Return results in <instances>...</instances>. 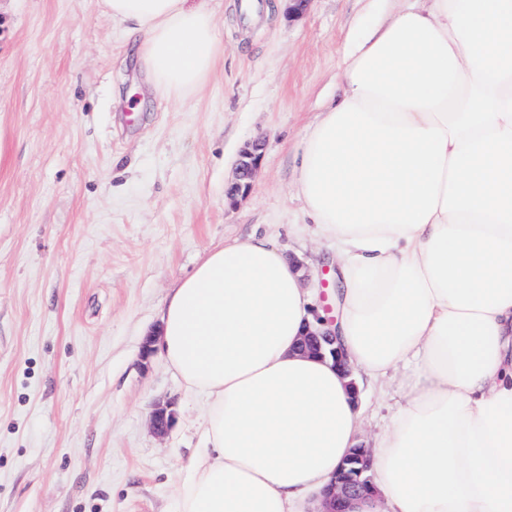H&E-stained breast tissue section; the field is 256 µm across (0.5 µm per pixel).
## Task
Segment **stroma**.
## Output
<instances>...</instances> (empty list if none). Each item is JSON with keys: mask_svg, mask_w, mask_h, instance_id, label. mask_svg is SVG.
Instances as JSON below:
<instances>
[{"mask_svg": "<svg viewBox=\"0 0 512 512\" xmlns=\"http://www.w3.org/2000/svg\"><path fill=\"white\" fill-rule=\"evenodd\" d=\"M222 55L182 100L157 91L103 0H0V512H178L204 397L148 332L225 241L269 235L320 313L337 267L306 232L294 161L340 61L398 0H204ZM246 195H228L245 143ZM360 393L370 448L401 397ZM174 404L166 437L149 418ZM261 139L248 144L240 153L236 167V182L231 188L232 193L247 192L255 176L261 160Z\"/></svg>", "mask_w": 512, "mask_h": 512, "instance_id": "obj_1", "label": "stroma"}]
</instances>
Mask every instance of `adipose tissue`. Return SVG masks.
Returning <instances> with one entry per match:
<instances>
[{"label":"adipose tissue","instance_id":"adipose-tissue-1","mask_svg":"<svg viewBox=\"0 0 512 512\" xmlns=\"http://www.w3.org/2000/svg\"><path fill=\"white\" fill-rule=\"evenodd\" d=\"M180 99L218 54L201 0H104ZM296 185L339 286L334 328L382 390L372 487L344 512H512V0H427L348 50ZM309 291L271 239L210 252L174 288L159 348L207 399L179 512H320L361 441L332 362L298 351Z\"/></svg>","mask_w":512,"mask_h":512}]
</instances>
